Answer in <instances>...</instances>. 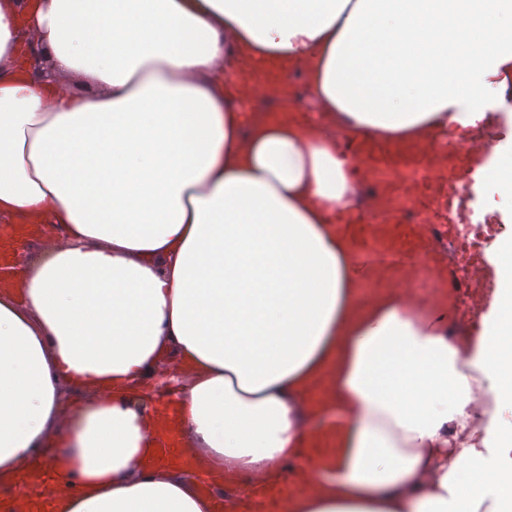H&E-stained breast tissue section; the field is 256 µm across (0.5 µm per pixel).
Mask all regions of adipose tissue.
<instances>
[{
  "instance_id": "adipose-tissue-1",
  "label": "adipose tissue",
  "mask_w": 512,
  "mask_h": 512,
  "mask_svg": "<svg viewBox=\"0 0 512 512\" xmlns=\"http://www.w3.org/2000/svg\"><path fill=\"white\" fill-rule=\"evenodd\" d=\"M272 63L304 75L314 122L231 99ZM511 76L512 0H0V225L57 235L0 283V488L214 512L179 456L217 486L278 480L324 407L340 455L284 512H512V233L483 333L452 339L447 302L365 299L335 223L358 202L336 131L441 148ZM169 362L168 462L133 388Z\"/></svg>"
}]
</instances>
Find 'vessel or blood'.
Listing matches in <instances>:
<instances>
[{
    "instance_id": "obj_1",
    "label": "vessel or blood",
    "mask_w": 512,
    "mask_h": 512,
    "mask_svg": "<svg viewBox=\"0 0 512 512\" xmlns=\"http://www.w3.org/2000/svg\"><path fill=\"white\" fill-rule=\"evenodd\" d=\"M483 129L480 123L449 127L450 150L442 160L445 178L429 177L412 194V203L435 213L433 223H414L397 206H374L355 216L337 213L336 222L352 239L361 265L397 278L416 261L433 263L448 290L449 304L471 305L476 284L461 274L459 263L465 260L488 268V252L483 247H472L468 237L459 233L457 220L463 216L472 227H479V218L494 189L491 175L500 164V156L476 145L475 136ZM339 147L365 168L429 166L427 151L420 145L358 136L340 140ZM337 450L336 427L327 422L314 423L310 437L302 441L288 463L287 485L271 483L249 488L229 478L224 483V502L232 506L233 512H283L285 497L329 476L331 455Z\"/></svg>"
}]
</instances>
